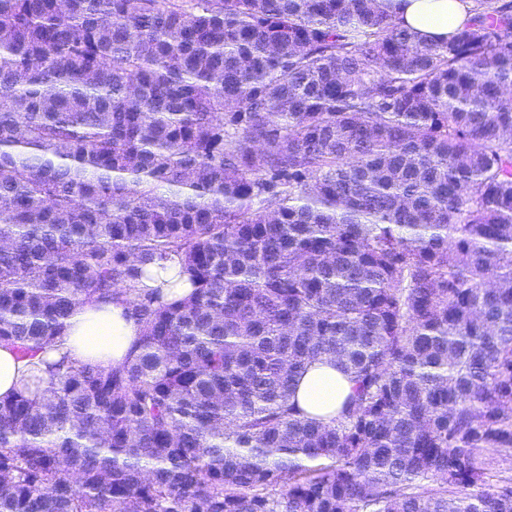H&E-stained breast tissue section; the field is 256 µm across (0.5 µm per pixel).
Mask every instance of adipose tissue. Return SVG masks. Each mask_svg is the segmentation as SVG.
Wrapping results in <instances>:
<instances>
[{"label": "adipose tissue", "instance_id": "obj_1", "mask_svg": "<svg viewBox=\"0 0 512 512\" xmlns=\"http://www.w3.org/2000/svg\"><path fill=\"white\" fill-rule=\"evenodd\" d=\"M399 17L421 39L442 41L468 20L471 0H399ZM141 329L122 303L112 300L78 309L59 343L47 348L43 357L20 359L0 347V397L21 388L24 381L42 369L44 362L60 354L98 363L121 365L139 340ZM351 384L335 361L320 359L308 366L296 388L295 399L308 415L330 419L347 399Z\"/></svg>", "mask_w": 512, "mask_h": 512}]
</instances>
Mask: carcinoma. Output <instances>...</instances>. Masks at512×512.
Masks as SVG:
<instances>
[{"label":"carcinoma","instance_id":"carcinoma-1","mask_svg":"<svg viewBox=\"0 0 512 512\" xmlns=\"http://www.w3.org/2000/svg\"><path fill=\"white\" fill-rule=\"evenodd\" d=\"M472 2L438 43L393 0H0V346L141 328L0 398V512H512V0ZM140 334L139 324L128 316L122 303L106 300L88 304L72 315L61 341L34 359H18L10 349L0 347V397L21 388L33 374L41 376L42 389L47 388L49 375L42 361L50 362L62 353L105 367L121 365ZM351 384L335 360L320 359L299 378L295 400L308 415L328 421L347 399Z\"/></svg>","mask_w":512,"mask_h":512}]
</instances>
